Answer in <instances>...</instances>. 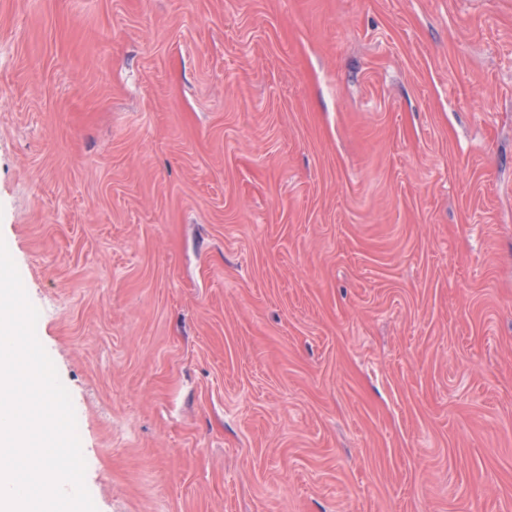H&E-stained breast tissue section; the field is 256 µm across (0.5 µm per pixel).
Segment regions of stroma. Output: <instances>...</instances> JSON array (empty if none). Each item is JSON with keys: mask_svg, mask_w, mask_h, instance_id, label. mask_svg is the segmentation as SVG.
Returning <instances> with one entry per match:
<instances>
[{"mask_svg": "<svg viewBox=\"0 0 512 512\" xmlns=\"http://www.w3.org/2000/svg\"><path fill=\"white\" fill-rule=\"evenodd\" d=\"M0 239L97 512H512V0H0Z\"/></svg>", "mask_w": 512, "mask_h": 512, "instance_id": "stroma-1", "label": "stroma"}]
</instances>
